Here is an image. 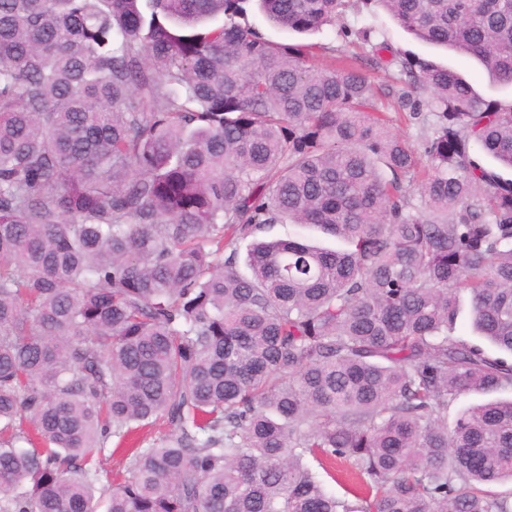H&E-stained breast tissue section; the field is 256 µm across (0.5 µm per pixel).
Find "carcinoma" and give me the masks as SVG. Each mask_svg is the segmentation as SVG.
Wrapping results in <instances>:
<instances>
[{
	"label": "carcinoma",
	"mask_w": 512,
	"mask_h": 512,
	"mask_svg": "<svg viewBox=\"0 0 512 512\" xmlns=\"http://www.w3.org/2000/svg\"><path fill=\"white\" fill-rule=\"evenodd\" d=\"M248 2L0 0V512H512V400L448 422L512 391V178L473 155L512 170V106L366 30L320 69ZM377 2L512 86V0ZM247 22L260 28L273 41L291 40L294 37L292 34L269 26L257 9L255 2H250L247 5ZM269 238H286L291 237H312L321 241L324 245L329 247H343L344 245L336 241L334 238H328L321 234L316 229L310 226H304L301 224H274L272 225L267 233Z\"/></svg>",
	"instance_id": "1"
}]
</instances>
